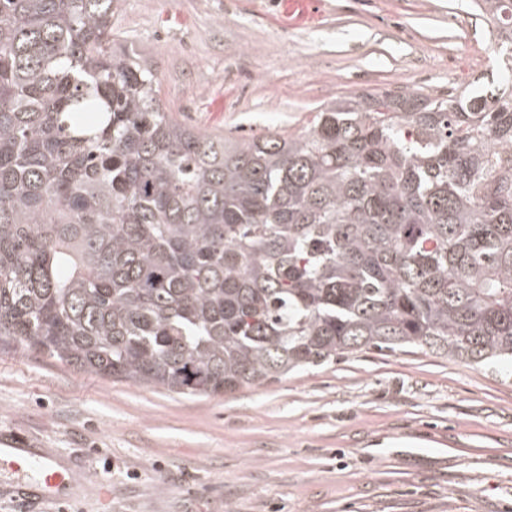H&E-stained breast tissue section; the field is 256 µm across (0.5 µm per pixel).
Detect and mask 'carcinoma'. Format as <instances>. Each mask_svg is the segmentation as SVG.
I'll return each instance as SVG.
<instances>
[{
	"label": "carcinoma",
	"mask_w": 512,
	"mask_h": 512,
	"mask_svg": "<svg viewBox=\"0 0 512 512\" xmlns=\"http://www.w3.org/2000/svg\"><path fill=\"white\" fill-rule=\"evenodd\" d=\"M120 0H0V338L212 396L412 347L512 362V0L497 89L338 98L296 137L191 129Z\"/></svg>",
	"instance_id": "obj_1"
}]
</instances>
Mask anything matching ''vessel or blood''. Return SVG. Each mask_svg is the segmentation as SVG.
Here are the masks:
<instances>
[{
  "instance_id": "obj_1",
  "label": "vessel or blood",
  "mask_w": 512,
  "mask_h": 512,
  "mask_svg": "<svg viewBox=\"0 0 512 512\" xmlns=\"http://www.w3.org/2000/svg\"><path fill=\"white\" fill-rule=\"evenodd\" d=\"M0 470L14 474L17 483L31 489L39 501L66 499L76 483L75 474L61 468L52 456L4 441L0 442Z\"/></svg>"
}]
</instances>
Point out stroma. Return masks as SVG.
Listing matches in <instances>:
<instances>
[{"label":"stroma","instance_id":"stroma-1","mask_svg":"<svg viewBox=\"0 0 512 512\" xmlns=\"http://www.w3.org/2000/svg\"><path fill=\"white\" fill-rule=\"evenodd\" d=\"M186 126L297 135L342 96L444 98L495 74L473 0H123ZM73 470L75 512H512V370L423 349L188 397L0 342V439Z\"/></svg>","mask_w":512,"mask_h":512}]
</instances>
